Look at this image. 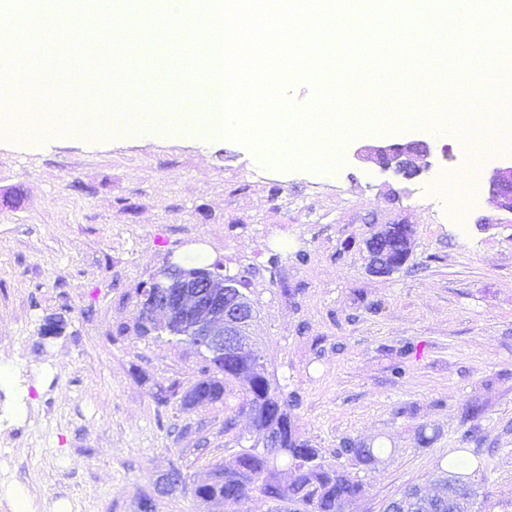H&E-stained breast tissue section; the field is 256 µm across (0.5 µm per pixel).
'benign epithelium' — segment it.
Masks as SVG:
<instances>
[{"label":"benign epithelium","mask_w":512,"mask_h":512,"mask_svg":"<svg viewBox=\"0 0 512 512\" xmlns=\"http://www.w3.org/2000/svg\"><path fill=\"white\" fill-rule=\"evenodd\" d=\"M356 157L410 180L430 170L434 150L426 141L408 140L366 146L356 151ZM488 186L494 207L512 215V164L493 167ZM395 234L407 236L404 243L410 245L406 224H390L366 239L371 274L388 275L405 263L403 259L390 261L380 251L383 238ZM138 305L146 316L143 329L147 333L180 336L219 361L228 354H237L246 356L253 370L264 367L262 356L253 349L247 334L254 318L253 304L238 278L224 272L219 262L209 267L169 265L160 269L140 290ZM285 431L293 432V426L279 422L264 428V447L273 451L282 448Z\"/></svg>","instance_id":"7a95c632"}]
</instances>
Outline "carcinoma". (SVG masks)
<instances>
[{
  "label": "carcinoma",
  "mask_w": 512,
  "mask_h": 512,
  "mask_svg": "<svg viewBox=\"0 0 512 512\" xmlns=\"http://www.w3.org/2000/svg\"><path fill=\"white\" fill-rule=\"evenodd\" d=\"M239 362L235 359L216 366L224 378L212 376L196 383L182 402L185 407H200L223 399L225 384L237 380ZM243 406L252 409V404L262 402L265 414L256 418L262 426L268 418L289 419L277 383L268 375H255L244 389ZM340 454L350 457L357 466L370 469L379 457L372 448L354 441L343 444ZM284 459L296 469L294 481L283 483L277 477L275 462ZM440 491L430 497L421 494L418 486L408 487L402 494L405 512H448V501L462 503L467 510L478 495L477 484L467 475L452 470H442ZM365 491L364 483L349 473L335 468L323 460L319 450L304 441L287 446V452L267 455L257 445L238 453L212 467L211 481L195 487L194 495L206 502L222 505L226 502L244 503L258 492L275 502L292 505V512H342L343 504Z\"/></svg>",
  "instance_id": "obj_1"
}]
</instances>
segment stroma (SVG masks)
<instances>
[{"instance_id":"1","label":"stroma","mask_w":512,"mask_h":512,"mask_svg":"<svg viewBox=\"0 0 512 512\" xmlns=\"http://www.w3.org/2000/svg\"><path fill=\"white\" fill-rule=\"evenodd\" d=\"M401 136L442 159L405 181L350 151L326 181L255 165L237 141L0 136V362L30 385L21 434L0 432V512L17 491L34 512H137L145 495L156 512H210L195 485L254 435L241 385L182 407L205 358L140 336L136 292L168 264L215 261L246 285L254 348L300 438L364 482L350 512L435 492L459 455L482 483L473 512H512V216L485 173L464 180L458 138ZM396 222L413 229L409 257L372 275L365 241ZM50 317L59 335H44ZM346 439L379 450L373 469L337 457ZM173 467L185 483L169 492Z\"/></svg>"}]
</instances>
